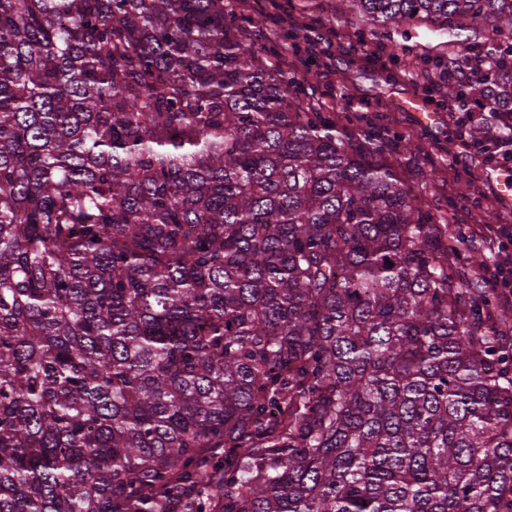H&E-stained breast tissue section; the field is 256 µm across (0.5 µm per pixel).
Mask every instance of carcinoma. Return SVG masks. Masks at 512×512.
<instances>
[{
    "instance_id": "cac0c4a2",
    "label": "carcinoma",
    "mask_w": 512,
    "mask_h": 512,
    "mask_svg": "<svg viewBox=\"0 0 512 512\" xmlns=\"http://www.w3.org/2000/svg\"><path fill=\"white\" fill-rule=\"evenodd\" d=\"M339 2L512 53V0ZM239 30L0 0V512H512V317Z\"/></svg>"
}]
</instances>
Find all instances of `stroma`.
<instances>
[{
	"mask_svg": "<svg viewBox=\"0 0 512 512\" xmlns=\"http://www.w3.org/2000/svg\"><path fill=\"white\" fill-rule=\"evenodd\" d=\"M284 14L303 18L306 26L297 31L274 32L262 25L259 13L262 0H254L250 9L234 11L233 17L244 33L245 41L268 63L284 53L304 48L306 38H319L315 53L306 54L307 69L296 70L306 99L321 97L327 85L337 94L349 95L347 111L336 120L354 135L369 133L358 112L388 118L385 156L394 163L406 183L422 197L434 214L436 223H469L468 208L480 205L487 223L497 221L495 196L501 195L499 181L470 180L466 173L448 168L447 149L453 148L456 129L448 123V97L445 92L426 98L432 117L421 121L408 105L418 96L417 86L427 73L426 58L447 60L452 52L442 37L423 22L395 24L370 32L355 18L341 14L336 0H277ZM353 38L383 51H395L397 63L378 67L366 64L358 55L347 54L346 43Z\"/></svg>",
	"mask_w": 512,
	"mask_h": 512,
	"instance_id": "35a3bbf8",
	"label": "stroma"
}]
</instances>
